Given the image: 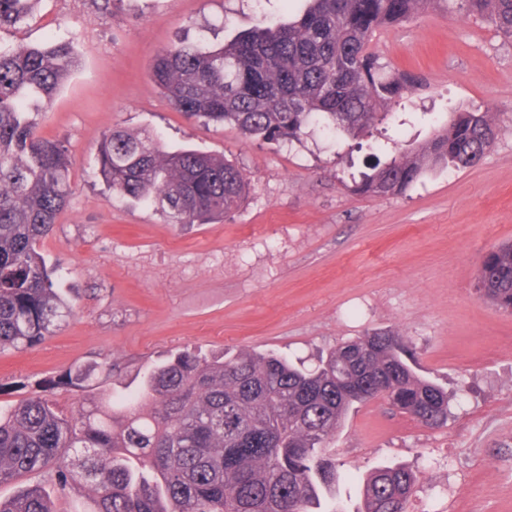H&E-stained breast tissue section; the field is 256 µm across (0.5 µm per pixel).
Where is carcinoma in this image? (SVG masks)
I'll return each instance as SVG.
<instances>
[{
  "label": "carcinoma",
  "instance_id": "1",
  "mask_svg": "<svg viewBox=\"0 0 512 512\" xmlns=\"http://www.w3.org/2000/svg\"><path fill=\"white\" fill-rule=\"evenodd\" d=\"M454 1L512 38V0H308L291 21L262 22L219 48L164 50L151 81L189 118L233 126L266 143L300 140L317 124L357 147L418 80L384 74L374 31ZM40 0H0V29ZM79 65L68 42L0 44V354L54 335L72 314L39 243L70 195V150L39 132V116ZM498 138L496 113L455 111L427 141L354 182L370 197L402 194L426 173L475 165ZM99 173L112 193L159 204L176 224H208L236 209L250 176L224 157L169 151L150 136L104 135ZM479 296L512 312V243L488 252ZM112 365L71 369L0 407V484L46 477L55 491L85 482L94 512H345L322 507L344 476L330 444L356 403L381 398L431 427L448 419V392L420 376L399 333L344 342L313 370L275 351L218 356L182 350L145 370L133 389L106 388ZM103 388L64 415L54 389ZM415 475L382 466L364 479L361 512H408ZM0 512H57L40 484Z\"/></svg>",
  "mask_w": 512,
  "mask_h": 512
}]
</instances>
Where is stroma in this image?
Segmentation results:
<instances>
[{
  "label": "stroma",
  "mask_w": 512,
  "mask_h": 512,
  "mask_svg": "<svg viewBox=\"0 0 512 512\" xmlns=\"http://www.w3.org/2000/svg\"><path fill=\"white\" fill-rule=\"evenodd\" d=\"M305 0H42L0 43L72 42L79 69L40 121L67 142L71 194L40 251L62 270L73 314L41 343L0 354V403L69 368L112 364L114 383L186 348L212 355L319 354L398 331L451 413L429 427L376 398L353 409L331 452L352 480L336 492L356 512L359 481L401 464L426 512H512V314L477 293L482 257L512 241V39L462 11H429L375 30L388 70L419 80L392 105L399 133L385 157L432 137L455 109L496 112L499 134L476 165L424 175L404 194L351 190L364 153L309 127L292 145L176 112L150 80L180 41L217 44L258 19L284 21ZM436 113V121L426 113ZM147 130L170 150L219 154L247 172L240 206L211 224H175L160 207L109 191L98 147L112 129Z\"/></svg>",
  "instance_id": "stroma-1"
}]
</instances>
